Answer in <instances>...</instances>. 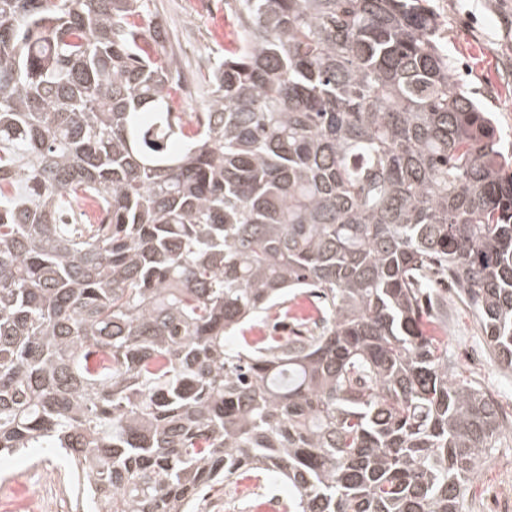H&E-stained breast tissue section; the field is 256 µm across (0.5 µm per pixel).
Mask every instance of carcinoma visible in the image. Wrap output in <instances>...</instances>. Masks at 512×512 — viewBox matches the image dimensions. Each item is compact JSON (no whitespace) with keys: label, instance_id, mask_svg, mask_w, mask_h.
Masks as SVG:
<instances>
[{"label":"carcinoma","instance_id":"obj_1","mask_svg":"<svg viewBox=\"0 0 512 512\" xmlns=\"http://www.w3.org/2000/svg\"><path fill=\"white\" fill-rule=\"evenodd\" d=\"M150 2L0 0V455L57 449L90 512L265 475L283 512H465L504 422L421 284L512 370V169L436 19L224 0L185 112Z\"/></svg>","mask_w":512,"mask_h":512}]
</instances>
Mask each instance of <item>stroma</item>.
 Returning <instances> with one entry per match:
<instances>
[{"label":"stroma","mask_w":512,"mask_h":512,"mask_svg":"<svg viewBox=\"0 0 512 512\" xmlns=\"http://www.w3.org/2000/svg\"><path fill=\"white\" fill-rule=\"evenodd\" d=\"M165 46L180 71L192 80L187 111L196 112L206 98L197 83L198 72L230 49V16L224 0H212V10L196 17L189 0H154ZM444 35L443 45L453 62L460 85L494 114L500 130L512 134V0H428ZM485 350L481 365L469 354ZM490 344L474 312L448 292V358L459 375L487 389L504 413L512 414V370L497 366ZM512 498V431L502 432L478 477L468 485L469 512H491L490 496Z\"/></svg>","instance_id":"stroma-1"}]
</instances>
